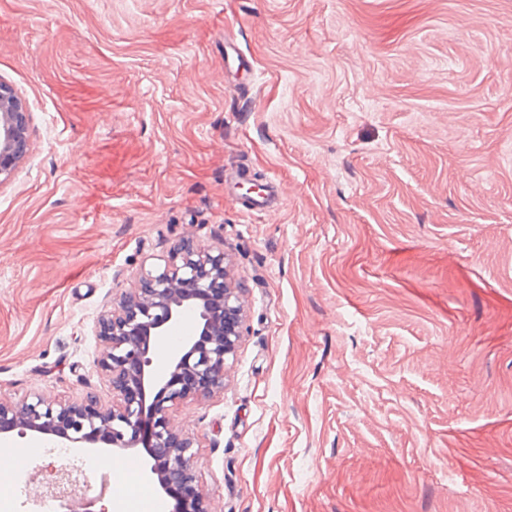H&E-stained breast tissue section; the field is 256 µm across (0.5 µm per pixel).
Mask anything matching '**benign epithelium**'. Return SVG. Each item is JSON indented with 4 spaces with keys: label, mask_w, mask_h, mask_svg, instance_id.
<instances>
[{
    "label": "benign epithelium",
    "mask_w": 512,
    "mask_h": 512,
    "mask_svg": "<svg viewBox=\"0 0 512 512\" xmlns=\"http://www.w3.org/2000/svg\"><path fill=\"white\" fill-rule=\"evenodd\" d=\"M28 128L29 113L0 83V183L25 153ZM227 280L223 250L180 241L164 266L142 270L136 286L122 292L116 307L98 321L104 344L100 364L110 373L112 405H101L92 394L80 403L54 405L41 397L14 406L0 402V421L22 436H56L67 447L103 443L120 453L141 446L162 491L176 486L190 491L174 498L172 512H210L193 472L192 444L171 427L170 410L190 394L186 376L197 381L202 394L224 389V367L241 336L242 312ZM188 314L194 326L167 352L169 374L150 371L162 339ZM56 474L57 479L35 485L33 494H67L71 487L85 494L87 482L72 480L64 468Z\"/></svg>",
    "instance_id": "1"
}]
</instances>
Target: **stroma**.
Instances as JSON below:
<instances>
[{
    "instance_id": "obj_1",
    "label": "stroma",
    "mask_w": 512,
    "mask_h": 512,
    "mask_svg": "<svg viewBox=\"0 0 512 512\" xmlns=\"http://www.w3.org/2000/svg\"><path fill=\"white\" fill-rule=\"evenodd\" d=\"M0 83V401L111 404L97 319L190 236L243 306L170 416L210 512H512V0H0ZM77 460L98 512L159 497ZM0 182L15 171L27 149L29 113L23 112L11 89L0 83ZM3 176V178H2Z\"/></svg>"
}]
</instances>
